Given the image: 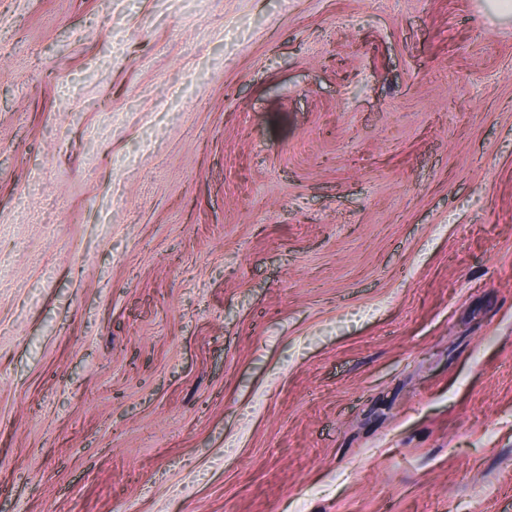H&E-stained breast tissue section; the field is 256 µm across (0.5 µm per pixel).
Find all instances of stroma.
I'll return each mask as SVG.
<instances>
[{
  "label": "stroma",
  "mask_w": 512,
  "mask_h": 512,
  "mask_svg": "<svg viewBox=\"0 0 512 512\" xmlns=\"http://www.w3.org/2000/svg\"><path fill=\"white\" fill-rule=\"evenodd\" d=\"M0 512H512V11L0 0Z\"/></svg>",
  "instance_id": "1"
}]
</instances>
